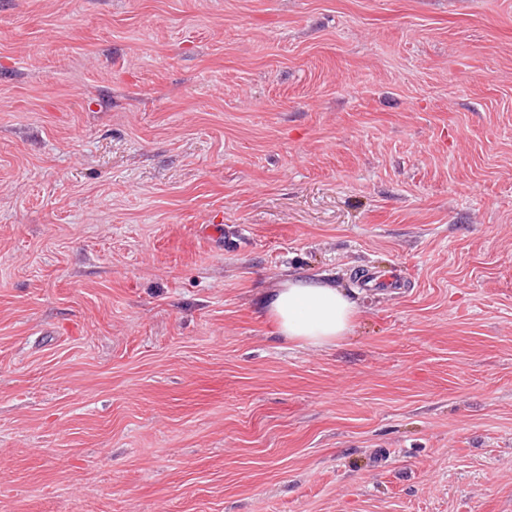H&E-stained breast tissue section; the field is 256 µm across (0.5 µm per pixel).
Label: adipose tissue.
Returning a JSON list of instances; mask_svg holds the SVG:
<instances>
[{
	"label": "adipose tissue",
	"mask_w": 512,
	"mask_h": 512,
	"mask_svg": "<svg viewBox=\"0 0 512 512\" xmlns=\"http://www.w3.org/2000/svg\"><path fill=\"white\" fill-rule=\"evenodd\" d=\"M274 334L305 346L330 347L348 336L357 306L341 288L305 277H291L261 299Z\"/></svg>",
	"instance_id": "1"
}]
</instances>
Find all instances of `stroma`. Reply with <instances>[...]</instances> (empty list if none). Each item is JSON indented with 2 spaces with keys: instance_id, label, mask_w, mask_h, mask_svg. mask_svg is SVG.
Returning a JSON list of instances; mask_svg holds the SVG:
<instances>
[{
  "instance_id": "stroma-1",
  "label": "stroma",
  "mask_w": 512,
  "mask_h": 512,
  "mask_svg": "<svg viewBox=\"0 0 512 512\" xmlns=\"http://www.w3.org/2000/svg\"><path fill=\"white\" fill-rule=\"evenodd\" d=\"M0 512H512V0H0ZM260 304L276 336L320 348L348 336L357 315L355 301L342 288L305 277H288Z\"/></svg>"
}]
</instances>
